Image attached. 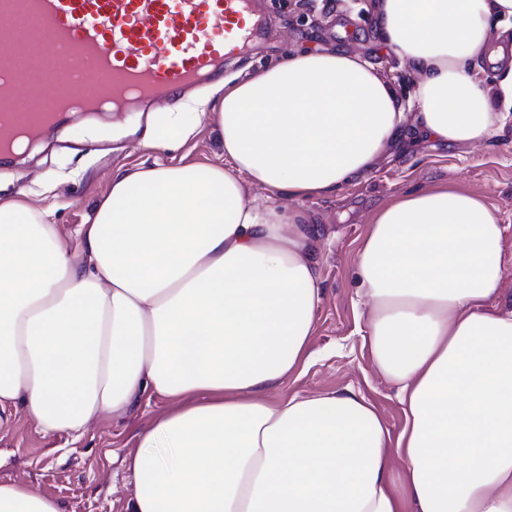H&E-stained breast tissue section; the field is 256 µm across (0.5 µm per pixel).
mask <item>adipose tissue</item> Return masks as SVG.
<instances>
[{
  "instance_id": "1",
  "label": "adipose tissue",
  "mask_w": 512,
  "mask_h": 512,
  "mask_svg": "<svg viewBox=\"0 0 512 512\" xmlns=\"http://www.w3.org/2000/svg\"><path fill=\"white\" fill-rule=\"evenodd\" d=\"M500 17L512 0H379L385 43L419 78L411 128L371 63L300 52L225 86L223 163L114 174L74 239L53 208L0 203V414L77 436L144 394L171 400L125 459V512H512V295L486 200L402 194L355 253L371 353L403 407L394 436L349 388L273 398L309 363L322 231L246 194H334L401 136L484 143L512 118L495 107L512 106ZM0 512L62 510L7 483Z\"/></svg>"
}]
</instances>
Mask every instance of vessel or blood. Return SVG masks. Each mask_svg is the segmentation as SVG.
<instances>
[{
	"label": "vessel or blood",
	"instance_id": "obj_1",
	"mask_svg": "<svg viewBox=\"0 0 512 512\" xmlns=\"http://www.w3.org/2000/svg\"><path fill=\"white\" fill-rule=\"evenodd\" d=\"M269 26L254 0H0V155L13 129L189 94Z\"/></svg>",
	"mask_w": 512,
	"mask_h": 512
}]
</instances>
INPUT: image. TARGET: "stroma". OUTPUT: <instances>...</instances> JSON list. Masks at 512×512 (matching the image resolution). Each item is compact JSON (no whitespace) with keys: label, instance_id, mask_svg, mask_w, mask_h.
I'll list each match as a JSON object with an SVG mask.
<instances>
[{"label":"stroma","instance_id":"35a3bbf8","mask_svg":"<svg viewBox=\"0 0 512 512\" xmlns=\"http://www.w3.org/2000/svg\"><path fill=\"white\" fill-rule=\"evenodd\" d=\"M375 0H259L270 18L266 41L229 59L224 76L195 94L194 109L177 99L160 100L148 111L77 114L43 136L12 166L0 167V200L21 199L55 207L63 233L75 234L113 174L168 162L213 163L224 159V143L211 114L228 79L243 81L267 66L305 51H346L372 63L407 98L414 76L384 43L375 21ZM181 115L189 138L163 152L148 148L168 113ZM482 195L506 228L503 287L512 292V121L478 147L432 140L391 145L365 180L327 197L302 200L323 228L317 252L323 297L316 311L312 361L277 396L352 388L373 403L391 432L403 422L397 387L373 363L367 309L356 295L354 255L372 213L396 196L433 186ZM168 407L159 396L141 397L126 415L92 422L80 436L38 432L24 411L0 424V483L26 482L56 498L65 512H124L134 482L124 463L138 435Z\"/></svg>","mask_w":512,"mask_h":512}]
</instances>
